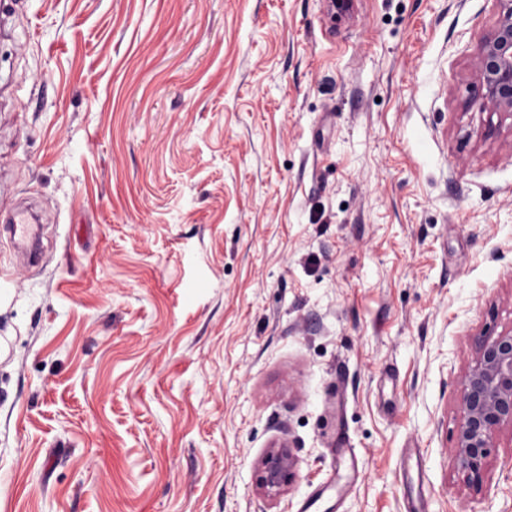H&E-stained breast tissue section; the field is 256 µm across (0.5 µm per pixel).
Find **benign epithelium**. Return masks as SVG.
<instances>
[{"instance_id": "1", "label": "benign epithelium", "mask_w": 512, "mask_h": 512, "mask_svg": "<svg viewBox=\"0 0 512 512\" xmlns=\"http://www.w3.org/2000/svg\"><path fill=\"white\" fill-rule=\"evenodd\" d=\"M499 2V17L484 39L475 69L485 88L480 108L512 115V0ZM461 403L456 460L468 479L478 485L497 432L512 425V334L480 342L474 365L462 381ZM294 466L288 448L270 450L260 465V486L279 491L291 480Z\"/></svg>"}]
</instances>
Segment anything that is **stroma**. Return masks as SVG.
Returning a JSON list of instances; mask_svg holds the SVG:
<instances>
[{"mask_svg":"<svg viewBox=\"0 0 512 512\" xmlns=\"http://www.w3.org/2000/svg\"><path fill=\"white\" fill-rule=\"evenodd\" d=\"M499 0H6L0 512H512L455 461L512 333ZM288 447L294 477L258 484ZM499 2V17L484 39L475 69L485 88L480 108L489 107L512 116V1ZM7 223L10 238L17 245L35 246L39 236V218L32 208L15 209ZM295 463L285 446L273 448L262 459L259 484L267 491H279L293 476Z\"/></svg>","mask_w":512,"mask_h":512,"instance_id":"obj_1","label":"stroma"}]
</instances>
